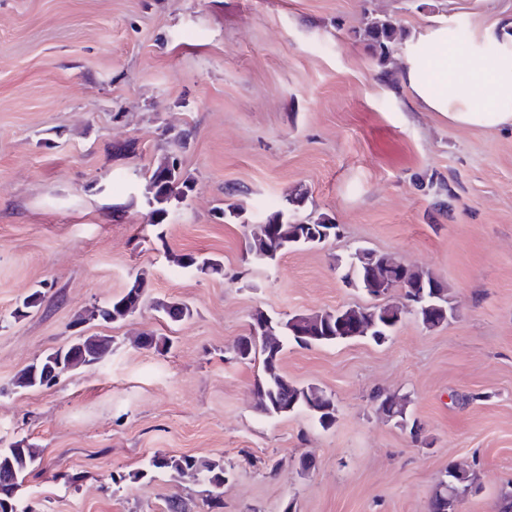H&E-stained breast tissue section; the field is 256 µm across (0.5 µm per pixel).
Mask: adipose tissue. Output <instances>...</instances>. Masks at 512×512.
<instances>
[{
	"instance_id": "adipose-tissue-1",
	"label": "adipose tissue",
	"mask_w": 512,
	"mask_h": 512,
	"mask_svg": "<svg viewBox=\"0 0 512 512\" xmlns=\"http://www.w3.org/2000/svg\"><path fill=\"white\" fill-rule=\"evenodd\" d=\"M449 27L437 21L407 43L402 79L410 95L457 125L512 126V22L476 27L463 50L449 46ZM489 44L497 51L487 57Z\"/></svg>"
}]
</instances>
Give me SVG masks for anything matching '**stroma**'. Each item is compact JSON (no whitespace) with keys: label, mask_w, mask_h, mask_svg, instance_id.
<instances>
[{"label":"stroma","mask_w":512,"mask_h":512,"mask_svg":"<svg viewBox=\"0 0 512 512\" xmlns=\"http://www.w3.org/2000/svg\"><path fill=\"white\" fill-rule=\"evenodd\" d=\"M367 12L410 37L440 19L512 21V0H0V448H42L17 493L34 512H163L171 498L194 512H428L455 462L478 485L462 512H497L512 491V129L422 109L403 51L384 68L355 37ZM172 159L192 189L160 216L140 172ZM299 195L300 215H329L339 236L248 259L255 225ZM229 204L244 223H225ZM359 248L432 274L452 317L429 328L405 313L382 344L285 341L282 373L331 395L335 421L260 413V366L235 360V342L259 312L372 306L341 280ZM138 277V311L102 319ZM37 289L41 307L21 312ZM159 299L192 317L169 322ZM86 336L111 337L102 362L19 386ZM375 392L407 399L423 442ZM158 452L231 464L221 508L190 474L129 481Z\"/></svg>","instance_id":"1"}]
</instances>
